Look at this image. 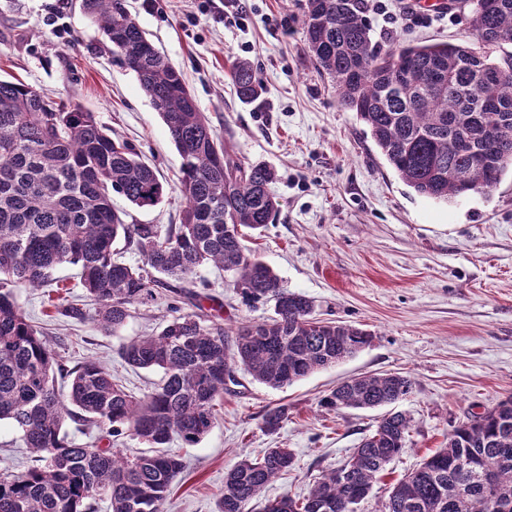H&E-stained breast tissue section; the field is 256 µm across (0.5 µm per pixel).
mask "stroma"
I'll list each match as a JSON object with an SVG mask.
<instances>
[{
    "mask_svg": "<svg viewBox=\"0 0 512 512\" xmlns=\"http://www.w3.org/2000/svg\"><path fill=\"white\" fill-rule=\"evenodd\" d=\"M245 20L224 17L220 0H128L156 47L178 67L219 138L240 159L272 166L280 210L261 236L249 239L290 291L310 298L317 317L372 333L355 356L282 389L239 373L225 393L218 421L193 447L172 440L185 462L164 512H215L224 474L265 449L296 455L294 469L262 499L302 496L322 472L343 464L387 407H323L340 382L363 373L409 374L412 393L396 410L412 419L402 453L387 466L356 512H379L395 480L443 448L458 423L512 396V174L487 194L437 202L417 194L389 166L356 114L343 109L330 79L305 49V0H243ZM398 18L380 44H456L468 40L459 11L443 9L432 22L410 19L411 0H385ZM249 60L264 85L259 101L242 104L229 77L233 60ZM11 74L54 99L79 104L99 124L127 140L170 189L164 201L139 209L119 195L129 224L161 228L179 223L185 200L175 185L181 158L134 72L123 67L83 0H0V75ZM61 293L82 304L77 320L58 314L43 291L15 289L26 317L55 354L74 365L94 360L131 392L151 390L161 374L122 359L124 343L160 331L175 313L163 289L137 303L119 332L95 320L77 267L53 273ZM198 291L223 303L232 328L272 316L273 302L245 305L224 271L207 266ZM287 405L273 434L266 410Z\"/></svg>",
    "mask_w": 512,
    "mask_h": 512,
    "instance_id": "stroma-1",
    "label": "stroma"
}]
</instances>
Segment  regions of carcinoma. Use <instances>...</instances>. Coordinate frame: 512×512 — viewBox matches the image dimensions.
I'll return each instance as SVG.
<instances>
[{
  "label": "carcinoma",
  "mask_w": 512,
  "mask_h": 512,
  "mask_svg": "<svg viewBox=\"0 0 512 512\" xmlns=\"http://www.w3.org/2000/svg\"><path fill=\"white\" fill-rule=\"evenodd\" d=\"M467 12L470 44L439 42L380 46L363 0H306L302 28L310 56L336 86L341 106L357 118L400 179L421 196L445 202L489 193L512 170V0H453ZM84 8L162 118L181 157L177 183L185 199L181 223L163 233L127 224L112 195L152 208L166 194L158 171L124 139L79 106L52 100L14 77H0V421H8L33 464L0 475V512H163L184 469L166 450L173 438L195 446L218 418V401L237 383L239 367L280 389L354 356L371 333L313 315L306 296L245 245L279 210L270 186L275 170L233 155L200 112L183 75L153 42L127 0H84ZM230 79L252 104L263 87L253 65L234 60ZM124 240L146 267L120 260ZM80 268L97 321L119 331L131 308L155 286H170L196 311L131 340L122 358L133 368L159 370L160 383L136 396L101 364L71 368L53 354L26 318L15 287L47 288L53 270ZM230 274L246 303L274 301L262 322L226 329L221 315L190 289L199 267ZM402 373L351 377L323 400L330 410L395 404L413 391ZM285 405L263 418L274 433ZM84 427L126 430L151 448L126 455L117 448L76 445L66 420ZM411 418L389 413L350 459L321 475L308 494L268 500L264 512H355L377 476L406 445ZM287 448L243 459L224 475L217 512H247L280 475L293 469ZM512 504V397L448 433V446L429 455L389 489L380 512H493L486 480Z\"/></svg>",
  "instance_id": "obj_1"
}]
</instances>
